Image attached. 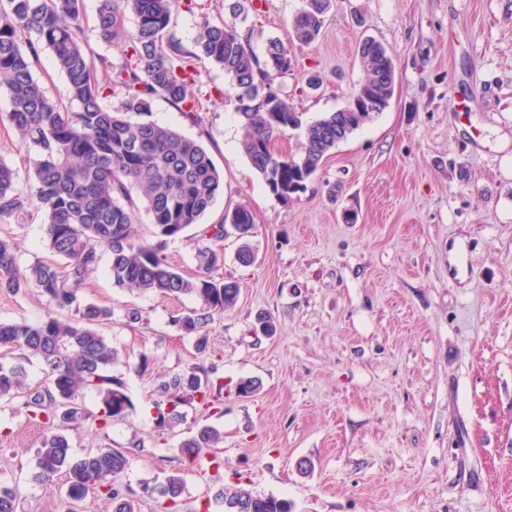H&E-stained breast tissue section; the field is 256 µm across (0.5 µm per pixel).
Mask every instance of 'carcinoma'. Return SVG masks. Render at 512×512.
Masks as SVG:
<instances>
[{"mask_svg":"<svg viewBox=\"0 0 512 512\" xmlns=\"http://www.w3.org/2000/svg\"><path fill=\"white\" fill-rule=\"evenodd\" d=\"M303 2L293 19L291 40L308 45L321 32L330 0ZM176 5L177 0H101L99 37L105 42L120 39L126 46L121 61L115 63L93 57L84 41L78 0H0V90L9 97L13 128L22 142L39 152L28 195L17 187L16 170L0 161V219L22 215L28 200L34 199L53 256L51 261L22 267L14 239L0 237V289L17 293L33 284L53 308L37 322H0V349L18 350L23 360H41L49 380L48 386L33 389L22 363H0V399H20L27 415L47 428L31 480L47 487L61 474L67 497L74 491L82 499L89 494L104 497L112 501L113 512H137L136 501L116 484L129 464L128 454L98 447L77 457L67 435L88 420L80 403L87 392L100 397V413L94 418L99 432L129 419L135 411L124 382L112 375V368L121 363L119 353L100 331L112 320V307L88 302L81 295L100 263L101 251L109 255V274L116 288L197 298L199 307L174 323L194 336L200 349L206 346L208 325L238 301L236 283L211 276L224 260L217 246L224 240L225 227L234 228L242 240L240 261L249 264L254 257L248 235L254 218L246 205L239 204L224 211L222 223L202 229L209 244L197 249L198 275L187 277L168 262L165 241L198 224L223 192L224 179L202 142L151 121L133 122L131 116L152 112L156 97L185 114H196L195 61H212L230 76L236 89V113L245 130L244 154L269 192L286 202L306 190L339 143L387 108L396 83L395 66L385 46L365 39L357 49L365 80L354 88L346 106L306 124L303 113L274 86L275 76L291 68L289 47L271 39L260 58L250 32L206 20L197 30L193 48L187 49L166 37ZM125 8L136 18L129 33L122 24ZM45 50L66 78L68 107L49 98L35 77ZM100 71L125 89L118 110L101 103ZM299 129L304 130L299 154L273 151L274 139ZM141 207L151 218L153 243L138 234ZM223 389L199 366L163 376L152 400L155 427L173 429L182 420L180 408L193 403L220 411L215 393ZM223 439L220 430L204 427L183 440L178 452L199 463ZM183 490L180 472L166 477L161 492L166 512H177ZM216 501L224 512H295L293 501L244 486L222 490ZM18 508L15 486L0 480V512H18Z\"/></svg>","mask_w":512,"mask_h":512,"instance_id":"1","label":"carcinoma"}]
</instances>
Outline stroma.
<instances>
[{"mask_svg": "<svg viewBox=\"0 0 512 512\" xmlns=\"http://www.w3.org/2000/svg\"><path fill=\"white\" fill-rule=\"evenodd\" d=\"M179 0L170 36L185 47L203 21L251 31L256 53L288 40L303 0ZM396 67L389 107L340 143L289 202L269 194L240 149L234 88L198 61L201 112L191 122L164 98L150 118L201 137L224 174V192L164 253L195 276L202 225L243 203L254 216L252 264L228 234L214 278L236 282L235 308L197 351L173 319L198 302L113 287L101 260L82 290L111 305L104 334L123 359L136 411L102 433L70 432L74 454L109 445L129 453L119 484L138 512H159V489L181 472L179 512H224L216 493L237 483L286 497L297 512H512V0H332L319 37L294 47L275 85L305 121L345 105L364 72L365 38ZM322 78L317 89L307 74ZM459 107H452V99ZM0 92V161L19 172L38 159L8 122ZM20 263L49 257L36 204L0 220ZM138 310L141 322L126 314ZM47 308L36 287L0 291V322L36 321ZM272 316L274 335L254 331ZM151 359L148 372L133 364ZM203 366L224 386L221 412L185 407L174 429L155 427L158 377ZM260 381L249 397L239 379ZM204 426L224 433L219 471L189 467L181 440ZM45 429L18 402L0 400V475L18 489L20 512H66V485L35 484ZM311 470L300 474L299 461Z\"/></svg>", "mask_w": 512, "mask_h": 512, "instance_id": "1", "label": "stroma"}]
</instances>
